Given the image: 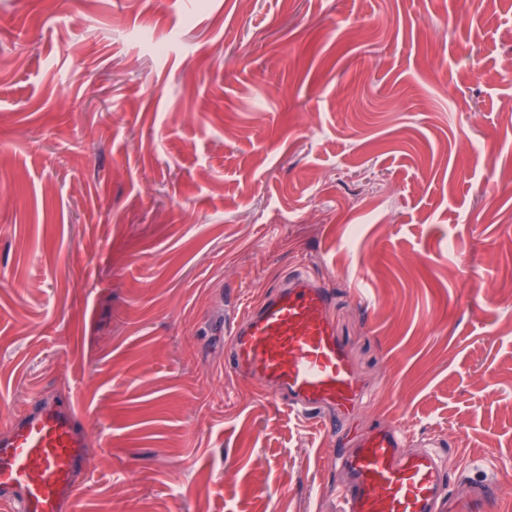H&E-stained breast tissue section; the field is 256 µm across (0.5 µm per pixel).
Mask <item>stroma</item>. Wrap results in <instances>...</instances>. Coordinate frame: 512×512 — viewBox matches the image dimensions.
I'll use <instances>...</instances> for the list:
<instances>
[{
  "label": "stroma",
  "mask_w": 512,
  "mask_h": 512,
  "mask_svg": "<svg viewBox=\"0 0 512 512\" xmlns=\"http://www.w3.org/2000/svg\"><path fill=\"white\" fill-rule=\"evenodd\" d=\"M497 143L496 159L485 156ZM512 0H0V432L73 403L66 512H333L367 430L512 512ZM339 432L226 372L291 269Z\"/></svg>",
  "instance_id": "obj_1"
}]
</instances>
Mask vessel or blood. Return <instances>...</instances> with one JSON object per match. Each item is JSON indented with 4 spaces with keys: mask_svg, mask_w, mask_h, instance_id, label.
<instances>
[{
    "mask_svg": "<svg viewBox=\"0 0 512 512\" xmlns=\"http://www.w3.org/2000/svg\"><path fill=\"white\" fill-rule=\"evenodd\" d=\"M330 289L293 273L229 332L228 367L274 387L289 411L320 417L328 430L345 417L361 390L330 318ZM89 441L74 405L32 400L27 413L0 434V498L14 512H65L86 468ZM389 427L365 433L338 461L349 481L337 488L336 512H438L445 502L444 458L433 449L410 455ZM494 481L474 485L449 512H482L497 498Z\"/></svg>",
    "mask_w": 512,
    "mask_h": 512,
    "instance_id": "1",
    "label": "vessel or blood"
}]
</instances>
